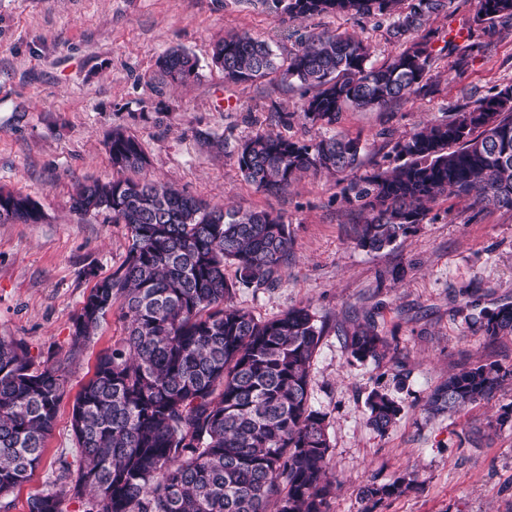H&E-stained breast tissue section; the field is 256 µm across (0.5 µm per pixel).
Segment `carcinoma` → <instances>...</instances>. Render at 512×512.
Returning <instances> with one entry per match:
<instances>
[{
    "label": "carcinoma",
    "mask_w": 512,
    "mask_h": 512,
    "mask_svg": "<svg viewBox=\"0 0 512 512\" xmlns=\"http://www.w3.org/2000/svg\"><path fill=\"white\" fill-rule=\"evenodd\" d=\"M448 0H288L301 18L328 14L355 20L392 18L398 50L380 65L347 32L310 31L276 60L268 44L244 32L215 44L224 80L277 78L304 88L300 116L335 125L352 107L409 100L428 86L434 57L430 19ZM476 22L512 20V0H477ZM163 79L186 83L197 59L180 48L159 57ZM112 167L141 169V141L116 129L107 139ZM361 138L336 133L315 142L257 132L238 147L236 165L258 190L280 191L303 173L336 177L340 195L365 213L355 244L393 246L426 220L429 204L468 197L484 208L512 210V86L428 123L392 146L395 166L356 175ZM80 216L126 225L124 263L99 280L73 322L77 354L112 306L128 319L123 343L103 352L78 393L72 426L81 462L59 463L57 491L34 498L31 512H328L336 480L328 473L326 415L313 408L310 363L323 328L306 305L258 319L235 305L236 284L263 286L292 253L288 220L265 210L211 206L155 181L86 183L72 197ZM39 204L0 191V221L35 224ZM236 268L237 282L224 276ZM466 320L495 339L512 335V304ZM358 362L390 348L368 322L347 335ZM64 362H35L22 341L0 340V498L41 463L65 382ZM512 383V367L492 361L448 374L430 395L432 414L456 413ZM368 424L384 434L401 407L385 390L366 401ZM405 473L370 484L362 500L377 504L412 490Z\"/></svg>",
    "instance_id": "carcinoma-1"
}]
</instances>
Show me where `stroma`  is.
<instances>
[{
  "label": "stroma",
  "instance_id": "35a3bbf8",
  "mask_svg": "<svg viewBox=\"0 0 512 512\" xmlns=\"http://www.w3.org/2000/svg\"><path fill=\"white\" fill-rule=\"evenodd\" d=\"M475 13L476 0H450L431 21L438 53L422 93L345 110L330 128L300 119L298 88L225 82L211 62L213 45L246 31L283 60L311 30H349L369 42L379 64L397 49L390 18L302 21L273 0H0V189L30 195L44 214L36 224L0 223V338L24 341L35 360L66 362L43 460L10 494V512H29L31 498L58 489L60 461L78 462L75 397L99 354L126 336L116 305L81 352L68 354L84 298L127 254L126 225L72 210L77 184L115 177L104 141L116 128L137 136L148 158L126 178L287 217L293 251L276 282L237 286L233 301L263 320L307 305L324 325L309 372L337 480L329 512H363V487L404 471L416 474L417 489L375 512H512V427L490 426L512 405V385L452 416L425 410L432 391L462 365L512 367V336L488 338L462 313L469 301L482 308L512 303V211L443 199L394 247L367 252L353 241L362 216L338 196L334 177L307 174L267 193L236 165L238 144L257 131L310 142L338 130L362 139L358 176L391 166L396 139L512 85V21L488 26ZM452 30L471 32L470 51L446 48ZM173 47L199 60L197 78L179 86L163 81L156 66ZM287 113L285 126L278 117ZM368 320L392 344L377 363L357 362L347 346L348 333ZM375 389L388 390L402 407L383 434L367 423L366 399Z\"/></svg>",
  "mask_w": 512,
  "mask_h": 512
}]
</instances>
